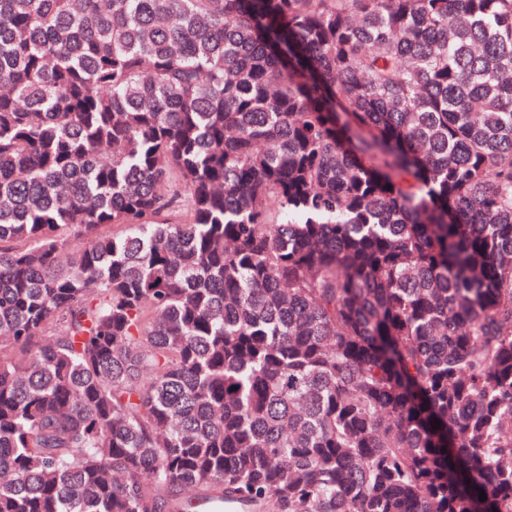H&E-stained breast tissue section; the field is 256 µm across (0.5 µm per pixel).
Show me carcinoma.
<instances>
[{
	"instance_id": "cac0c4a2",
	"label": "carcinoma",
	"mask_w": 512,
	"mask_h": 512,
	"mask_svg": "<svg viewBox=\"0 0 512 512\" xmlns=\"http://www.w3.org/2000/svg\"><path fill=\"white\" fill-rule=\"evenodd\" d=\"M228 501L512 512V0H0V512Z\"/></svg>"
}]
</instances>
